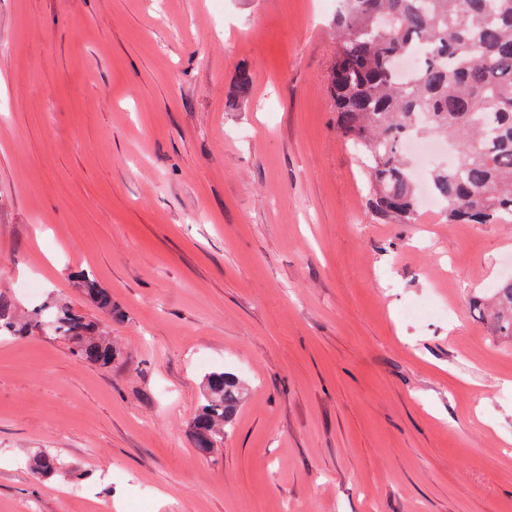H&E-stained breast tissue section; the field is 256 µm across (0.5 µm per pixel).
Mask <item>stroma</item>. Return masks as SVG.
<instances>
[{
  "label": "stroma",
  "mask_w": 512,
  "mask_h": 512,
  "mask_svg": "<svg viewBox=\"0 0 512 512\" xmlns=\"http://www.w3.org/2000/svg\"><path fill=\"white\" fill-rule=\"evenodd\" d=\"M341 6L0 0V295L99 321L90 274L118 352L0 335V512H512V337L475 302L512 222L373 220L328 88ZM223 370L244 397L203 456ZM80 287L97 308L112 316V295L107 289L100 288L96 280L89 275H84ZM240 402L239 381L224 371L205 376L204 403L192 424L195 447L208 454L224 439V427Z\"/></svg>",
  "instance_id": "35a3bbf8"
}]
</instances>
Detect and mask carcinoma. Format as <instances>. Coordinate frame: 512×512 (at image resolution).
Here are the masks:
<instances>
[{
	"label": "carcinoma",
	"mask_w": 512,
	"mask_h": 512,
	"mask_svg": "<svg viewBox=\"0 0 512 512\" xmlns=\"http://www.w3.org/2000/svg\"><path fill=\"white\" fill-rule=\"evenodd\" d=\"M428 56L403 79L398 63L419 44ZM336 131L361 156L370 209L381 224H414L420 216L412 165L403 153L410 138L448 139L455 155L429 175L448 224H502L512 219V0H347L336 17L331 69ZM80 287L102 312L112 295L86 275ZM495 330L512 336V278L495 287ZM0 296V331L28 334ZM57 337L75 356L110 365L117 352L105 330L68 304L51 303ZM240 402L239 381L224 372L205 376L204 403L192 424L202 454L224 439ZM34 470L63 475L60 462L41 454Z\"/></svg>",
	"instance_id": "obj_1"
}]
</instances>
